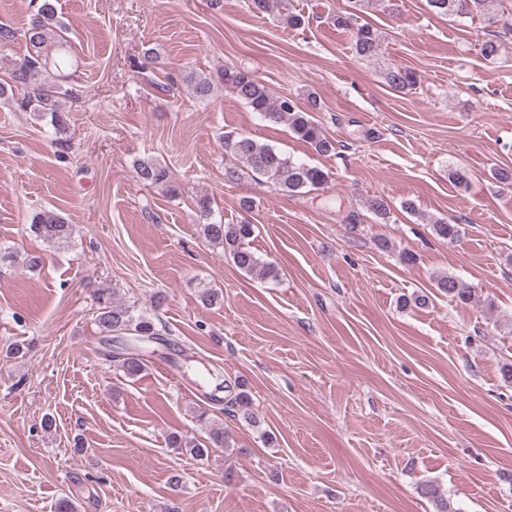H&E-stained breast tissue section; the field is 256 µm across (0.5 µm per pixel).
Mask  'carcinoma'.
I'll return each instance as SVG.
<instances>
[{"label": "carcinoma", "mask_w": 512, "mask_h": 512, "mask_svg": "<svg viewBox=\"0 0 512 512\" xmlns=\"http://www.w3.org/2000/svg\"><path fill=\"white\" fill-rule=\"evenodd\" d=\"M497 0H428L434 11L448 15L479 17L491 25L497 23L494 3ZM365 7V0H352L351 11L336 14L334 24L338 28L355 32L354 50L362 58L378 54L380 49L376 31L367 23H358V12ZM67 29L57 16L53 0H41L23 33H18L6 24H0V46L7 47L22 35L28 48V54L14 62L10 81L0 82V99L20 88L24 97L20 106L33 112L39 119L46 118L57 134V144L64 145L69 128V115L62 111L57 94L60 85L38 79L42 72L53 71L60 78L71 65L67 50ZM224 85L229 87L237 98L245 102L253 111L272 123H286L296 137L310 145L321 156L336 153V140L325 131L314 113L321 110L316 96H307V103L299 104L290 96H275L269 88L253 73L237 67L224 68ZM384 80L397 92H408L417 85L416 73L406 67L392 65L384 72ZM224 151L235 163L225 167L224 178L230 182L241 179L247 171L257 179L272 183L280 192L288 195L308 193L321 188L328 182L329 173L320 167L295 161L270 144L247 135L224 136ZM136 177L147 186H163L171 195L177 194L170 171L153 160H143L135 166ZM197 227L204 238L224 250L234 266L247 275H258L275 280L279 277L277 266L263 260L250 246L255 234V225L246 221L239 224H224L211 221L210 200L203 197L196 202ZM434 234L450 243L459 241L461 228L446 219H437L432 224ZM29 231L35 237L51 245L68 242L73 234V225L53 210H40L34 213ZM436 288L458 304H468L475 297V288L469 283L451 275L437 280ZM96 306V324L100 334L110 336L114 333L131 334L148 341L158 339L159 333L150 317L139 313L134 307L119 302L114 293L107 288L93 292ZM106 360L112 362L123 374L134 379L145 370L141 355L133 350L127 353H104ZM227 404L233 407L232 416L240 417L248 423L255 422L252 402L248 392L240 389ZM198 421L206 430V436L197 438L173 435L169 438L172 448H183L196 459H207L215 448L229 446V435L224 428L212 425L207 412L197 414Z\"/></svg>", "instance_id": "cac0c4a2"}]
</instances>
